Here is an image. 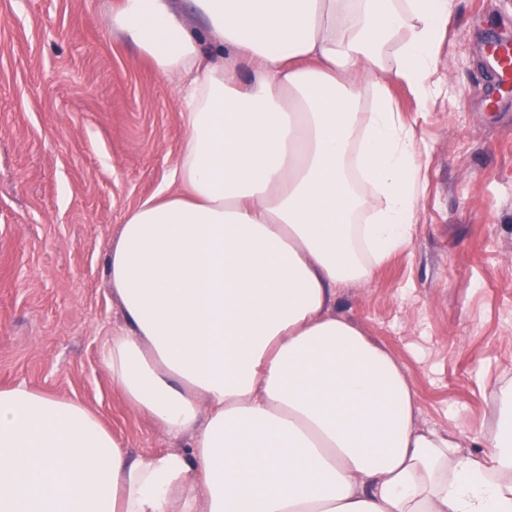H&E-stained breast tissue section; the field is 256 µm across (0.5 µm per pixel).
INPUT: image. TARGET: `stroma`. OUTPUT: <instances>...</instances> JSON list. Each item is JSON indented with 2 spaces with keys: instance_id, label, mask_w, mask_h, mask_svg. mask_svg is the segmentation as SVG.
I'll return each instance as SVG.
<instances>
[{
  "instance_id": "35a3bbf8",
  "label": "stroma",
  "mask_w": 512,
  "mask_h": 512,
  "mask_svg": "<svg viewBox=\"0 0 512 512\" xmlns=\"http://www.w3.org/2000/svg\"><path fill=\"white\" fill-rule=\"evenodd\" d=\"M121 0H0V388L98 413L134 456L175 442L113 383L103 349L125 327L107 272L127 213L170 186L184 136L174 83L113 32ZM512 0H457L435 93L391 87L423 149L408 247L336 311L386 347L420 423L484 454L493 388L512 386V94L481 109L489 41Z\"/></svg>"
}]
</instances>
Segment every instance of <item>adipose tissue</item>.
Here are the masks:
<instances>
[{
  "mask_svg": "<svg viewBox=\"0 0 512 512\" xmlns=\"http://www.w3.org/2000/svg\"><path fill=\"white\" fill-rule=\"evenodd\" d=\"M201 19L187 27L183 8ZM454 0H123L112 29L179 77L173 179L109 253L129 330L103 358L178 440L130 457L85 405L0 388V512H512L492 454L419 423L402 365L333 311L409 244L421 147L390 92L434 90Z\"/></svg>",
  "mask_w": 512,
  "mask_h": 512,
  "instance_id": "adipose-tissue-1",
  "label": "adipose tissue"
}]
</instances>
